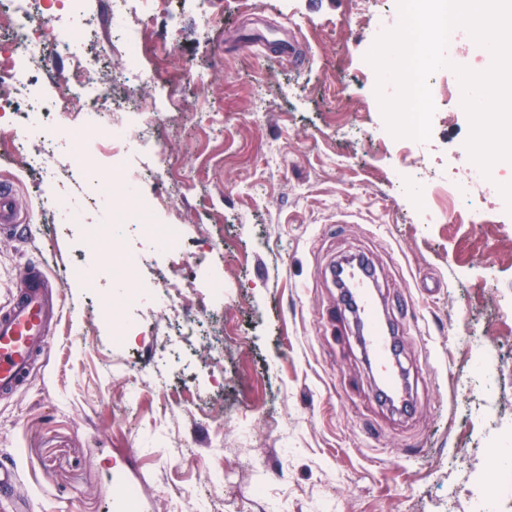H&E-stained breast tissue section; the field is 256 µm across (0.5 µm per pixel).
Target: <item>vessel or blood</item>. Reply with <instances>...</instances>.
<instances>
[{
  "mask_svg": "<svg viewBox=\"0 0 512 512\" xmlns=\"http://www.w3.org/2000/svg\"><path fill=\"white\" fill-rule=\"evenodd\" d=\"M22 221L23 210L14 189L6 183L0 185V232L11 233ZM346 275L356 293L357 317L364 326V348L383 387H406L396 338L379 318L371 276L357 266L348 267ZM54 285L43 264H32L16 294L0 305V397L14 394L33 376L35 358L46 349L55 316L51 294Z\"/></svg>",
  "mask_w": 512,
  "mask_h": 512,
  "instance_id": "vessel-or-blood-1",
  "label": "vessel or blood"
}]
</instances>
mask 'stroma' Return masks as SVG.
I'll list each match as a JSON object with an SVG mask.
<instances>
[{"mask_svg": "<svg viewBox=\"0 0 512 512\" xmlns=\"http://www.w3.org/2000/svg\"><path fill=\"white\" fill-rule=\"evenodd\" d=\"M111 0H90L75 23L111 41L113 73L143 106L123 113L130 150L120 164L165 154L170 180L134 183L137 197L165 196L149 223L122 225L115 240L90 242L89 224L109 215L89 202L98 170L78 165L102 129L96 113H55L49 171L8 163L28 211V238L0 236V303L29 264L47 258L62 283L60 317L32 381L0 398V462L16 475L0 512H463L475 478L494 479L485 446L512 445V162L496 164L497 188L479 210L460 201L452 220L428 223L421 199L448 198L450 166L471 133L456 100V67L482 71L491 51L465 36L452 67L436 72L432 137L414 146L378 132L380 96L364 62L374 15L352 0H172L169 15H133L143 43L168 50L165 68L182 90L151 115L155 60L124 68ZM249 27L297 41L309 65L249 45ZM73 61L45 50L32 76L63 92ZM81 208L77 222L53 214L47 192ZM178 225L169 255L158 238ZM143 262L112 273L113 252ZM209 255L223 300L207 302L195 280ZM359 255L376 271L386 312L399 328L413 410L398 415L374 396L373 373L351 316L333 321L339 289L331 268ZM97 288L83 286V272ZM410 296L415 315L397 303ZM119 303L133 325L112 340L104 310ZM203 334L178 336L176 315ZM494 351L496 413L485 417L476 380L478 348ZM456 501H449V489Z\"/></svg>", "mask_w": 512, "mask_h": 512, "instance_id": "35a3bbf8", "label": "stroma"}]
</instances>
